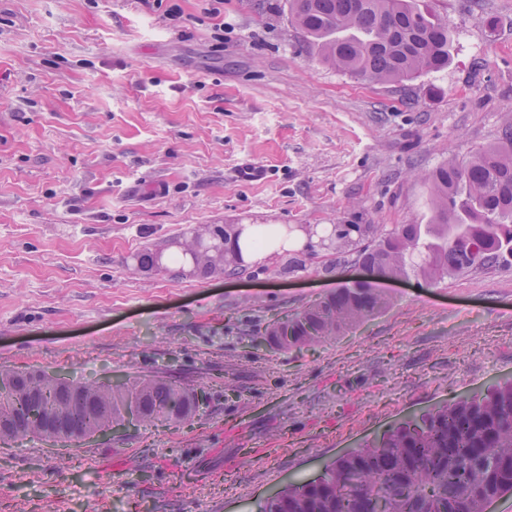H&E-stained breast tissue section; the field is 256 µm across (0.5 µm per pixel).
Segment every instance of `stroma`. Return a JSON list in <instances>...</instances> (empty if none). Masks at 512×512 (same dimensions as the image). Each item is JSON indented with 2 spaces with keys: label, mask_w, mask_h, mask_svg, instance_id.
Segmentation results:
<instances>
[{
  "label": "stroma",
  "mask_w": 512,
  "mask_h": 512,
  "mask_svg": "<svg viewBox=\"0 0 512 512\" xmlns=\"http://www.w3.org/2000/svg\"><path fill=\"white\" fill-rule=\"evenodd\" d=\"M0 0V366L200 388L193 425L0 444V512H259L411 414L512 379V263L383 282L378 316L300 351L277 319L356 272L322 237L427 224L428 177L512 125V0H434L447 67L326 63L287 0ZM224 39L216 41V25ZM266 176L238 180L241 166ZM316 239L201 275L191 228Z\"/></svg>",
  "instance_id": "1"
}]
</instances>
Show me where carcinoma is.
<instances>
[{"label":"carcinoma","instance_id":"carcinoma-1","mask_svg":"<svg viewBox=\"0 0 512 512\" xmlns=\"http://www.w3.org/2000/svg\"><path fill=\"white\" fill-rule=\"evenodd\" d=\"M292 24L322 58L356 78L390 83L448 66L451 32L426 3L412 0H288ZM430 224H350L334 231L365 278L300 313L275 321L268 341L301 349L381 312L382 279L420 276L428 283L495 269L512 256V126L501 141L429 178ZM357 234V239L350 238ZM229 252L191 258L208 275L232 266ZM12 407L3 434L67 443L137 413L144 422L189 423L195 391L160 377L133 378L109 392L43 370L0 366V403ZM512 491V380L452 404L412 415L382 437L298 481L264 512H486Z\"/></svg>","mask_w":512,"mask_h":512}]
</instances>
